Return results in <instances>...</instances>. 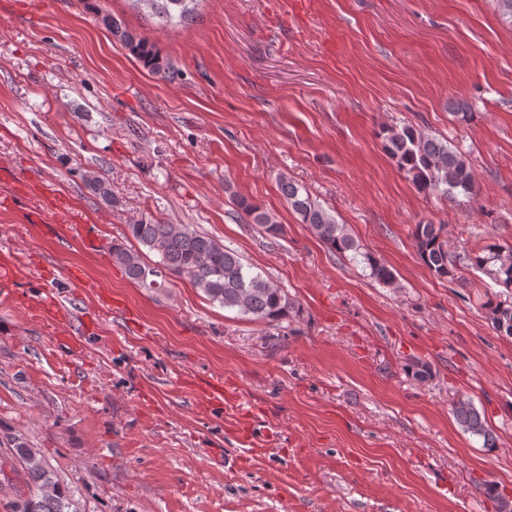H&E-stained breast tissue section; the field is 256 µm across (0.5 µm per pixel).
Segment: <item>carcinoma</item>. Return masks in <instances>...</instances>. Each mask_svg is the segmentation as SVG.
Here are the masks:
<instances>
[{
	"mask_svg": "<svg viewBox=\"0 0 512 512\" xmlns=\"http://www.w3.org/2000/svg\"><path fill=\"white\" fill-rule=\"evenodd\" d=\"M150 9L165 23H179L192 16L194 0H134ZM101 21L144 67L158 72L168 68L154 45L147 39L121 27L112 16ZM385 148L396 160L400 170L422 191L446 200L475 195L476 184L472 167L448 142L435 139L411 126L387 130ZM85 187L104 201L112 199L110 182L97 171L83 175ZM280 191L301 223L332 252L359 264L367 276L378 283L394 282L392 270L379 262L356 241L345 225L312 199L307 191L282 176ZM237 207L248 223L278 237L282 225L275 216L251 199L233 195ZM133 239L159 257L158 265L150 266L137 250L112 246V260L133 283L145 288L164 287L168 276L189 279L209 301L226 309H235L244 316L268 323L279 322L298 312L295 301L271 279L254 273L234 250L187 224H165L138 221L128 225ZM412 236L421 260L438 278L462 279V272L476 269L500 287V291L485 294L481 307L495 331L512 336V245L487 244L474 251L453 254L448 251L444 226L416 224ZM453 415L464 431L483 439V446H496L495 433L485 415L472 400L461 398L452 405ZM0 448L9 449L14 461L26 475L28 494L13 503V512H78L73 494L56 477L45 460L32 452L21 433L0 437Z\"/></svg>",
	"mask_w": 512,
	"mask_h": 512,
	"instance_id": "1",
	"label": "carcinoma"
}]
</instances>
